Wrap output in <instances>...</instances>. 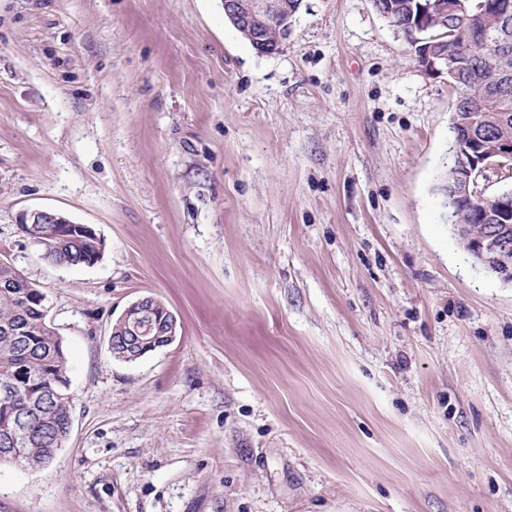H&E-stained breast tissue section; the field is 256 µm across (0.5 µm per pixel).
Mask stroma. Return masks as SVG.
Masks as SVG:
<instances>
[{"label":"stroma","mask_w":512,"mask_h":512,"mask_svg":"<svg viewBox=\"0 0 512 512\" xmlns=\"http://www.w3.org/2000/svg\"><path fill=\"white\" fill-rule=\"evenodd\" d=\"M455 99L373 0H303L269 56L222 0H0V259L72 395L0 512H512V285L453 234ZM33 210L100 260L49 261ZM144 296L178 334L118 361ZM21 227L23 224H56L55 227L59 229L65 225H70L76 229L81 230L85 235L94 236L96 241L88 239V237L77 233V231H70L61 229V234L55 238L45 239L41 244L45 249V256L52 263L57 265H94L102 256L101 238L97 236L95 230L85 224H76L71 222L63 215L54 211L38 210L30 213H23L20 220ZM95 250V251H94ZM94 252V253H93ZM93 253L92 257L91 254ZM91 257V259H90Z\"/></svg>","instance_id":"obj_1"}]
</instances>
